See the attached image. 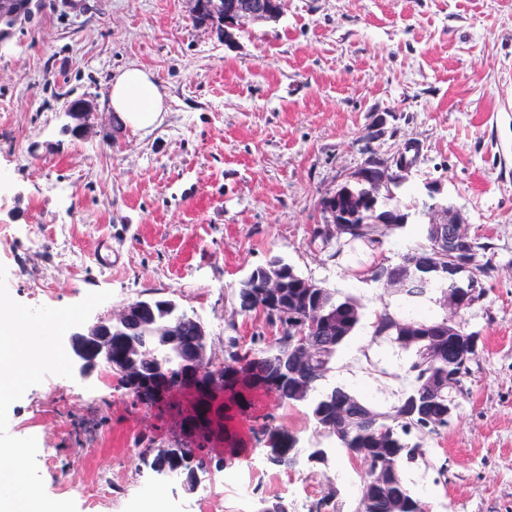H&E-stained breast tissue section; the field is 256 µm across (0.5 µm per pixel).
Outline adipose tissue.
Instances as JSON below:
<instances>
[{"instance_id":"obj_1","label":"adipose tissue","mask_w":512,"mask_h":512,"mask_svg":"<svg viewBox=\"0 0 512 512\" xmlns=\"http://www.w3.org/2000/svg\"><path fill=\"white\" fill-rule=\"evenodd\" d=\"M109 106L125 126L145 130L154 126L165 112V95L153 80L152 73L132 65L114 76Z\"/></svg>"}]
</instances>
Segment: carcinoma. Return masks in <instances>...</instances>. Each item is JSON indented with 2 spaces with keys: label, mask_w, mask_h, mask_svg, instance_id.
I'll return each instance as SVG.
<instances>
[{
  "label": "carcinoma",
  "mask_w": 512,
  "mask_h": 512,
  "mask_svg": "<svg viewBox=\"0 0 512 512\" xmlns=\"http://www.w3.org/2000/svg\"><path fill=\"white\" fill-rule=\"evenodd\" d=\"M391 188L386 193L361 180L348 181L343 186L346 195L362 203L364 210L346 225V230L336 236L335 255H340L339 245L362 244L376 252L383 248L385 241L396 231L406 227L409 213L401 208L394 190L402 186V181L392 178L388 181ZM421 241L409 252L403 254L400 262L391 265L383 260L373 263L366 272L367 279L379 282L383 273L390 267L402 268L412 252L424 256L433 255V234L429 225L420 227ZM487 245L474 238L459 245L460 256L468 259V265H474L477 252L486 250ZM276 271L286 272L285 297L288 312L298 318L307 317L306 310L317 301L328 314L336 317V328L326 335V345L322 349V360L312 372H299L294 366L297 354L298 324L283 318L275 308L265 305L260 295V277ZM256 277L243 279L236 287L239 311L245 315L259 312L265 316L267 324L276 330V336L270 344L261 349L244 347L239 338L228 336L224 340V362L217 370L208 369L202 380L212 387L209 403L199 406L197 414H189V408L195 403V397L185 396L175 399L171 396L162 402L154 400L148 391L134 390L132 394L138 402L159 412L169 413L180 423L199 418L207 423L226 407L228 413L244 414L250 406L253 390L262 388L273 394L280 402L288 405H303L315 425V429L336 440L339 447L358 462L364 472L360 497L353 512H388L384 502L372 493L371 482L378 460L383 459L398 471L423 457L427 449L422 440L430 434H440L448 427V400L433 398L430 400V414L423 417L414 412L412 401L421 388L432 379L448 374V365L468 354L466 344L458 345L440 358L427 350L422 336H404L400 326L406 323L431 330H439L448 324V317L462 319V312L444 313L440 317L415 315L404 318L387 306L374 315L371 342H388L409 357L401 363V369L408 381V389L390 407L381 409L366 400L353 395L342 386L324 387L321 382L330 371L336 353L355 335L363 318V307L359 300L350 295L340 296L337 291L320 284L314 288H303L301 284L307 278L299 275L294 268L279 256L271 257L264 265L255 268ZM444 292V282L436 280L430 288H401L397 290L402 299L416 304L429 291ZM157 318L176 317L181 320L182 332L176 341L171 342L163 336H150L139 329H112V355L122 357L126 354L144 362L148 359L179 373L184 370L185 352L193 347L208 345V336L202 334L199 319L173 303L156 307ZM367 412L369 418H357L343 423L340 415L344 412ZM385 428L387 438L375 445L370 442V433ZM259 441H266L271 448L266 454L269 464L283 469L298 465L301 450L299 439L269 423L261 425L255 431ZM182 448H153L146 445L139 453L140 460L151 470L166 462L173 464V458L184 457ZM240 458V452L229 431H224V466L230 467ZM393 497L407 505H413L411 512H430L426 502L418 498L404 476L390 488Z\"/></svg>",
  "instance_id": "1"
}]
</instances>
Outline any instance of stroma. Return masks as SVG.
<instances>
[{
	"mask_svg": "<svg viewBox=\"0 0 512 512\" xmlns=\"http://www.w3.org/2000/svg\"><path fill=\"white\" fill-rule=\"evenodd\" d=\"M149 69L167 95L154 127H123L107 106L114 75ZM78 99L91 130L64 132ZM422 154L397 195L413 208L440 186L484 243L483 297L464 315L478 339L448 428L404 475L431 512H512V0H285L281 16L231 39L195 23L188 0H45L37 23L0 44V264L11 297L64 307L111 297L91 320L147 298L174 300L204 324L214 361L224 339L272 336L260 313L239 312L234 289L273 256L304 277L357 297L364 317L324 380L385 408L404 387L395 348L367 341L374 314L398 303L361 277L362 247L338 258L311 244L319 200L370 155L406 140ZM112 246V264L95 256ZM229 423L244 457L264 452L269 421L328 451L284 471L209 467L223 477L222 512L261 500L329 498L352 512L359 465L317 432L304 407L255 391ZM8 431L35 437L47 494L106 475L98 512H135L152 472L136 451L182 436L168 416L134 404L117 375L47 376L9 409ZM251 483V496L241 493Z\"/></svg>",
	"mask_w": 512,
	"mask_h": 512,
	"instance_id": "35a3bbf8",
	"label": "stroma"
}]
</instances>
